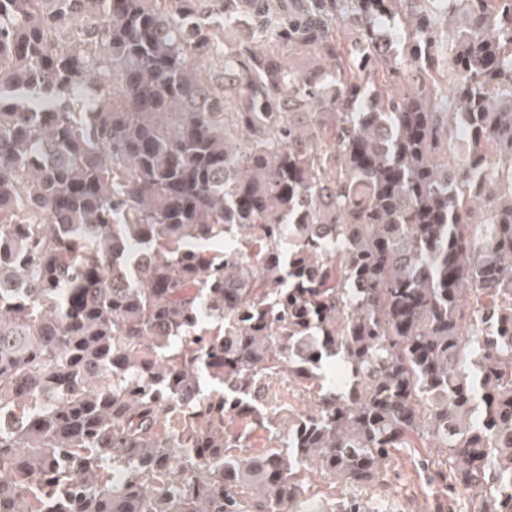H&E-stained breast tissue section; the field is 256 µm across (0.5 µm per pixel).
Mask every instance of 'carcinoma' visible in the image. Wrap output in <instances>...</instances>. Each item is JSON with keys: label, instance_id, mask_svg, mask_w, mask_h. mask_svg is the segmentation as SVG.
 Wrapping results in <instances>:
<instances>
[{"label": "carcinoma", "instance_id": "cac0c4a2", "mask_svg": "<svg viewBox=\"0 0 512 512\" xmlns=\"http://www.w3.org/2000/svg\"><path fill=\"white\" fill-rule=\"evenodd\" d=\"M402 448L512 512V0H0V512H364L308 475Z\"/></svg>", "mask_w": 512, "mask_h": 512}]
</instances>
